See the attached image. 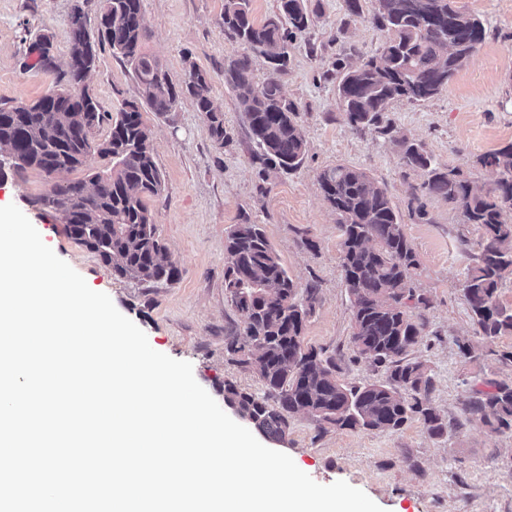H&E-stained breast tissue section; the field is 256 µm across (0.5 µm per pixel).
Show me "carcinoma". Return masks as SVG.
Segmentation results:
<instances>
[{"label": "carcinoma", "instance_id": "obj_1", "mask_svg": "<svg viewBox=\"0 0 512 512\" xmlns=\"http://www.w3.org/2000/svg\"><path fill=\"white\" fill-rule=\"evenodd\" d=\"M144 0H102L97 16L99 41L84 52L83 70L63 80L55 54L40 66L57 72L55 85L31 102L0 105V177L4 169H34L47 178L40 203L52 211L67 234L95 253L118 278L153 287L179 278L168 256L147 200L162 190L150 133L142 120L147 106L159 115L189 98L207 125L213 142L224 147V113L210 96L206 72L190 64L189 79L175 82L149 54ZM308 0H278L277 10L258 22L251 0H224L222 29L246 52L228 58L224 79L234 91L253 142L252 159L265 168L297 170L306 157L298 123L299 106L282 92L276 75L285 71L290 49L313 24ZM373 19L387 32L374 53L351 64L336 60V101L349 124L380 126L397 99L422 101L437 95L477 51L485 38L483 20L454 5V0H422L434 22L425 24L411 0H372ZM88 32L87 16L70 19L69 53L78 51ZM112 55L133 70L138 98L124 103L117 118L104 110L84 82L95 70L98 53ZM263 57L269 77L256 85L250 54ZM112 121L108 139L95 142L93 130ZM402 164L424 172L423 195L456 204L461 223L481 231L480 252L463 291L476 334L484 340L512 335V308L499 303L503 281L512 277V143L476 156L490 170L488 187H474L460 171L437 166L419 143L399 141ZM110 167L88 181H60L92 152ZM324 199L339 216L341 268L352 316L351 343L359 356L386 367V379L348 386L336 375V361L305 341L316 288L300 290L259 224L231 227L224 242V288L245 314L242 330L229 338L228 353L256 376L267 393L260 397L224 383V399L251 420L267 439L281 442L290 419L310 415L322 431L329 427L375 432L395 431L412 419L432 436L447 433L448 423L431 401L427 366L410 357L422 342L416 309L429 305L413 280L419 261L401 217L385 189L357 168L343 164L319 175ZM472 422L512 432V384L487 380L464 404Z\"/></svg>", "mask_w": 512, "mask_h": 512}]
</instances>
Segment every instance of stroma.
I'll return each instance as SVG.
<instances>
[{
  "label": "stroma",
  "mask_w": 512,
  "mask_h": 512,
  "mask_svg": "<svg viewBox=\"0 0 512 512\" xmlns=\"http://www.w3.org/2000/svg\"><path fill=\"white\" fill-rule=\"evenodd\" d=\"M486 22L484 41L433 98L393 101L386 114L391 133L353 129L336 107L332 81L323 77L336 56L351 62L371 54L385 34L369 15L351 16L343 0H308L314 25L292 51L277 79L300 105L298 122L306 142L302 167L290 174L261 172L243 112L224 84V61L242 53L221 27L224 0H144L146 49L181 81L190 65L207 72L211 99L224 114L228 141L217 148L191 100L169 117L143 110L164 189L149 200L158 232L180 270L178 281L152 288L111 270L72 240L39 203L47 184L39 171H7L0 180V206L16 204L43 241L93 290L107 293L116 308L147 335L151 347L191 362L197 382L223 402L224 382L261 392L226 344L244 315L224 291V238L231 225H262L283 265L299 284H316L314 311L305 328L308 345L335 357L338 375L351 386L378 383L384 369L356 357L350 344L351 311L340 266L335 211L324 200L320 171L344 164L366 171L386 188L419 261L417 290L429 300L418 309L424 340L413 352L433 378L432 403L448 422L447 434L429 435L412 420L391 432L359 429L319 431L306 415L295 416L278 451L317 483L343 480L364 491L385 512H512V434L468 421L464 402L474 384L512 381V336L482 343L485 355L464 358L459 342L476 340L462 283L479 250L480 234L461 224L458 210L440 196L415 197L424 180L400 161L399 139L423 144L438 166L461 170L478 186L494 176L475 156L512 142V0H456ZM75 0H0V103L43 95L53 74L28 57L39 34L53 38L65 60ZM110 113L137 97L128 64L102 51L87 80Z\"/></svg>",
  "instance_id": "1"
}]
</instances>
